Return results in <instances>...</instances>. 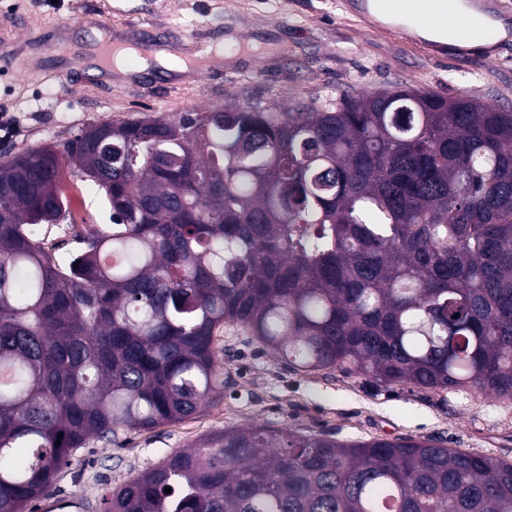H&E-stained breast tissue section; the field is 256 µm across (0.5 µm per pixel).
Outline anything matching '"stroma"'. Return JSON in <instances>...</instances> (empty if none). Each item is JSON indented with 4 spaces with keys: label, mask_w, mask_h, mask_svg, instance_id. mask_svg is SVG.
Here are the masks:
<instances>
[{
    "label": "stroma",
    "mask_w": 512,
    "mask_h": 512,
    "mask_svg": "<svg viewBox=\"0 0 512 512\" xmlns=\"http://www.w3.org/2000/svg\"><path fill=\"white\" fill-rule=\"evenodd\" d=\"M0 16L22 24L16 43L23 61L0 67V105L18 113L15 137L0 155L63 145L89 124L147 117L172 118L211 106L241 105L276 112L320 107L357 94L407 86L447 98L469 94L492 109L512 112V38L491 60L461 53L426 55L410 38L361 24L342 0H0ZM66 27L78 47L96 43L101 27L116 39L163 42L181 57L223 45L217 68L174 77L151 68L109 85L73 76L72 58L44 50ZM70 218L41 225L37 236L57 260L78 243L75 233L106 227L110 211L98 185L66 178ZM216 346L224 363V394L193 418L140 432L115 444L91 442L58 474L53 492L80 498L96 512L103 487L115 488L164 456L216 431L257 425L323 434L340 441L437 439L445 446L512 461V400L494 394H431L384 385L339 371L288 367L237 325H224Z\"/></svg>",
    "instance_id": "35a3bbf8"
}]
</instances>
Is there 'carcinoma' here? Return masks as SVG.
<instances>
[{
	"mask_svg": "<svg viewBox=\"0 0 512 512\" xmlns=\"http://www.w3.org/2000/svg\"><path fill=\"white\" fill-rule=\"evenodd\" d=\"M65 163L112 224L61 264L35 227L65 219ZM226 323L299 371L512 400V112L405 88L90 124L1 159L0 512H35L89 442L220 397ZM98 512H512V463L231 427Z\"/></svg>",
	"mask_w": 512,
	"mask_h": 512,
	"instance_id": "obj_1",
	"label": "carcinoma"
}]
</instances>
